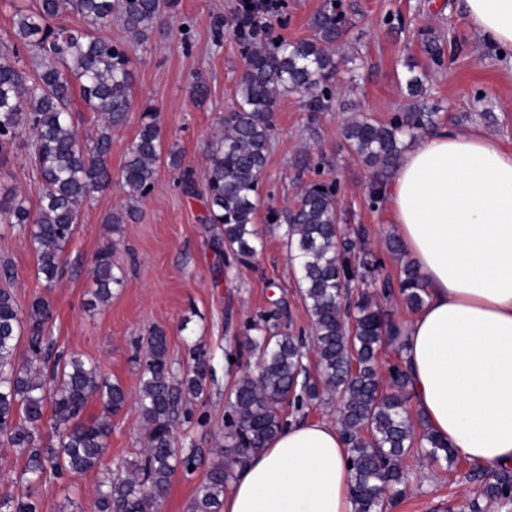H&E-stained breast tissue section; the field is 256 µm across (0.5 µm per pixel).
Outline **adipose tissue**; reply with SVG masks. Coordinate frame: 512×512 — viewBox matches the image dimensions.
<instances>
[{
    "label": "adipose tissue",
    "instance_id": "1",
    "mask_svg": "<svg viewBox=\"0 0 512 512\" xmlns=\"http://www.w3.org/2000/svg\"><path fill=\"white\" fill-rule=\"evenodd\" d=\"M470 29L512 47V0H465ZM425 304L404 326L415 410L455 454L512 467V151L451 126L415 141L385 193ZM350 450L328 422L289 424L241 469L224 512H354Z\"/></svg>",
    "mask_w": 512,
    "mask_h": 512
}]
</instances>
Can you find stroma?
Wrapping results in <instances>:
<instances>
[{
	"label": "stroma",
	"instance_id": "35a3bbf8",
	"mask_svg": "<svg viewBox=\"0 0 512 512\" xmlns=\"http://www.w3.org/2000/svg\"><path fill=\"white\" fill-rule=\"evenodd\" d=\"M287 4L288 21H271L272 37H309L311 22L326 0ZM341 4L350 25L335 55V101L313 116L306 97L285 93L279 98L260 185L261 243L250 265H240L230 252L216 248L199 191L224 117L235 105L245 64L235 37L237 0H179L166 27L132 52L134 110L112 133L111 165L117 175L139 129L142 108L152 106L164 147L180 151L183 170L194 173L196 191H183L182 170L160 167L152 193L139 203L138 220L117 230L105 219L125 200L120 184L93 193L81 208L77 232L64 252L62 275L52 289L38 277L26 235L0 224V260L12 268L11 287L19 310L28 311L36 297H46L53 309L46 334L57 350L95 362L130 396L112 417L104 465L113 468L134 459L144 444L143 420L134 397L150 331H166L170 359L178 371L189 361L190 346L199 343L206 348L210 370L203 394L194 401L195 418L179 420L174 430L179 447L198 448L202 454L194 472L175 474L161 512H187L199 482L229 452L224 420L231 411V392L243 374L258 372L256 357L240 346L245 321L277 311L282 332H311L282 229L269 222V212L287 213L302 186L336 183L343 216L361 230L355 254L378 257L383 277H397L408 260L406 252L388 248L394 226L384 202L370 197L372 170L349 150L344 125L366 116L384 122L403 110L409 102L405 78L413 68L426 74L425 101L437 108L439 124L462 132L481 130L512 150V51L498 52L470 30L463 0ZM423 29L439 37L443 66H430L420 41ZM198 80L208 87L202 102L189 94ZM30 141V134H23L0 163V187L17 192L33 208L41 188L31 163ZM304 156L310 167L300 165ZM105 249L122 269L124 285L114 290L109 302L93 307L89 270L94 255ZM403 467L408 480L390 512H469L467 505L481 485L470 474L471 463L463 459L452 466L444 461L430 465L412 454ZM100 478L92 471L43 484L46 512H89Z\"/></svg>",
	"mask_w": 512,
	"mask_h": 512
}]
</instances>
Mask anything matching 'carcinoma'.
<instances>
[{
    "instance_id": "carcinoma-1",
    "label": "carcinoma",
    "mask_w": 512,
    "mask_h": 512,
    "mask_svg": "<svg viewBox=\"0 0 512 512\" xmlns=\"http://www.w3.org/2000/svg\"><path fill=\"white\" fill-rule=\"evenodd\" d=\"M175 0H37L36 11L20 17L11 52H0V154L16 138L32 133V154L42 191L32 210L16 194L0 197V223L15 224L29 237L37 274L50 289L60 277L64 251L75 234L81 206L95 191L112 183V130L126 124L132 108L129 51L148 42L161 17ZM72 11L81 23L55 26ZM121 18L128 44L101 34ZM348 20L336 4L319 13L311 36L296 41L261 40L238 30L245 66L238 84L236 107L224 121L208 172L205 207L216 229V245L247 265L257 253L256 218L262 205L260 181L266 166L279 96L303 93L309 108L319 112L335 98V47L347 32ZM430 62L439 67L444 50L432 32L421 30ZM37 52L42 67L29 82L17 65L20 50ZM406 87L414 101L388 122L355 119L343 130L351 152L373 169L372 199L382 190L398 159L421 133L435 123V113L418 104L422 77L408 68ZM86 108L102 115L93 146L85 148L71 121L74 93ZM162 142L157 113L143 108L139 130L128 149L120 183L127 205L106 218L109 224L137 219L134 203L153 190ZM334 183L306 185L296 206L284 216L286 247L299 275V293L311 318L314 377L298 384L305 371L303 342L280 331L265 318L245 326V348L258 356L257 376L240 377L232 409L225 421L231 457L213 465L188 504L187 512H221L233 469L242 467L285 426L281 408L297 410L323 396L336 399L341 436L350 450L351 498L354 512H386L390 491L401 494L402 462L412 452L429 461H452L448 443L414 422L405 408L410 377L407 369L388 370L389 385L378 376L382 345L397 334L378 300L398 293L407 306L424 302L425 288L415 265L406 263L396 282L381 291L348 301L349 284L365 279L379 260L353 255L354 242L341 227ZM95 301L104 304L124 283L122 270L100 252L90 270ZM52 318L49 301L33 300L23 316L10 290L0 289V442L19 452L24 466L23 491L0 492V512H44L37 496L45 480H60L99 469L112 433V415L129 395L99 368L73 354L49 360L44 333ZM27 335L32 358L17 361L15 350ZM192 365L176 373L169 360L166 334L158 329L146 339L137 404L144 422L146 447L131 463L109 469L99 482L93 512H155L178 469L197 466V453L175 445L178 417L194 414L186 397L205 390L206 353L191 350ZM103 400L102 414L83 419L89 400ZM52 405V435L44 440L46 401ZM480 496L488 501L512 500V469H498L484 483Z\"/></svg>"
}]
</instances>
